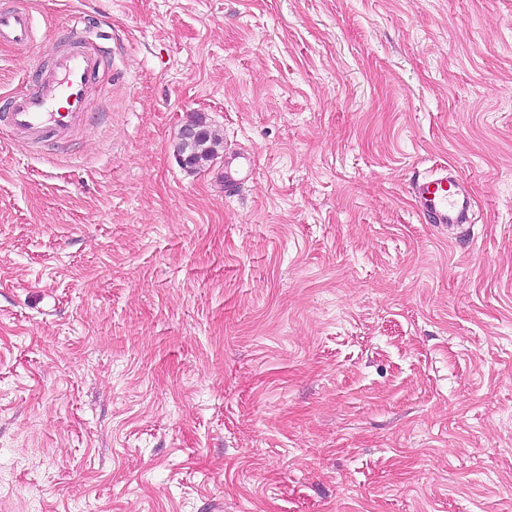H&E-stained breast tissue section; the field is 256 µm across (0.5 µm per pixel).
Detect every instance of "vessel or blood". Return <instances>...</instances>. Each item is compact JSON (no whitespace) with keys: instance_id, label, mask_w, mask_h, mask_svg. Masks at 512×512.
<instances>
[{"instance_id":"1","label":"vessel or blood","mask_w":512,"mask_h":512,"mask_svg":"<svg viewBox=\"0 0 512 512\" xmlns=\"http://www.w3.org/2000/svg\"><path fill=\"white\" fill-rule=\"evenodd\" d=\"M34 19L25 0H0V43L25 46L33 41ZM68 49L59 51L53 68L24 94L10 97L0 112V127L36 145L48 135L66 134L76 125L101 65V56L85 49V31L74 25ZM410 193L431 223L462 227L473 220L475 201L465 178L443 171L413 181Z\"/></svg>"}]
</instances>
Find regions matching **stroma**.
Wrapping results in <instances>:
<instances>
[{
    "instance_id": "stroma-1",
    "label": "stroma",
    "mask_w": 512,
    "mask_h": 512,
    "mask_svg": "<svg viewBox=\"0 0 512 512\" xmlns=\"http://www.w3.org/2000/svg\"><path fill=\"white\" fill-rule=\"evenodd\" d=\"M29 5L0 100L73 17L109 53L65 142L0 130V512H512V0ZM193 124H185L180 131V139L183 142L194 140L198 135L197 140L190 145H181L179 142L176 146V152H180L186 156V164L189 167H204L211 162L217 155V148L219 146V139L215 134H212L203 123L201 117H195ZM200 133V134H199ZM410 193L419 212L431 224L454 228L471 224L473 220L475 201L469 183L456 171L445 170L416 179Z\"/></svg>"
}]
</instances>
